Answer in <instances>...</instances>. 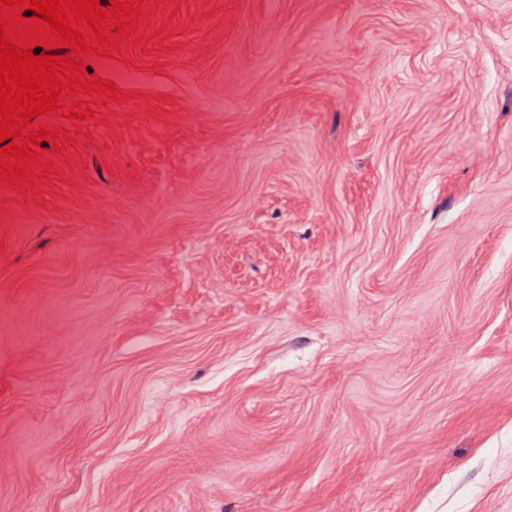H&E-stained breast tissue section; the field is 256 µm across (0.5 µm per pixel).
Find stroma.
Wrapping results in <instances>:
<instances>
[{
  "label": "stroma",
  "mask_w": 512,
  "mask_h": 512,
  "mask_svg": "<svg viewBox=\"0 0 512 512\" xmlns=\"http://www.w3.org/2000/svg\"><path fill=\"white\" fill-rule=\"evenodd\" d=\"M140 31L0 190V512H512V0Z\"/></svg>",
  "instance_id": "stroma-1"
}]
</instances>
